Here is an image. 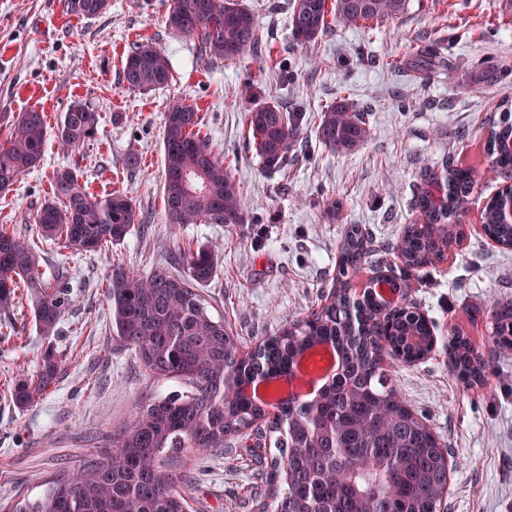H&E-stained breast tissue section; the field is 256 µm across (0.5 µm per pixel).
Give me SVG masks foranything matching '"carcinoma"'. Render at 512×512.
<instances>
[{
	"label": "carcinoma",
	"instance_id": "carcinoma-1",
	"mask_svg": "<svg viewBox=\"0 0 512 512\" xmlns=\"http://www.w3.org/2000/svg\"><path fill=\"white\" fill-rule=\"evenodd\" d=\"M66 14L92 19L103 14L109 0H64ZM407 0H288V24L294 41L309 44L328 26L327 17L345 26L401 16ZM168 26L195 42L201 57L231 60L262 47L264 35L242 0H171ZM436 51L422 48L415 69L428 77ZM171 64L150 40L135 43L123 66L129 90L167 84ZM249 142L263 167L280 172L288 167L302 139V113L278 103L256 105L245 112ZM100 114L75 103L57 122L58 142L76 148L96 138ZM485 151L496 170H512V107H502L489 122ZM368 112L346 99L321 112L317 137L337 154H349L367 140ZM47 121L31 109L16 117L0 142V192L11 190L19 177L38 169L44 157ZM162 189L165 210L174 224H241L246 202L231 168L214 151L212 138L201 136L199 116L191 103L180 102L164 115ZM84 171L63 167L53 172L51 196L36 211L42 243L67 251L66 258L96 254L118 244L141 223L136 204L115 192L97 198L82 184ZM425 189L413 200L422 216L391 243L376 248L370 229L350 224L344 232L336 273V292L328 304L268 337L244 354L208 312L199 288L215 274L216 259L204 246L179 254L183 276L157 272L143 277L122 264L108 274L112 340L135 350L152 374L173 380L186 391L155 395L135 405L131 417L94 457L54 482L35 499H22L11 512H188L180 479L164 472V457L187 451L223 448L243 431L275 436L281 459L271 464L266 498L271 512H441L448 493V450L405 405L381 365L392 350L393 360L412 364L423 358L422 343L433 337L432 323L408 300L406 277L443 261L462 235L456 219L466 211L473 190L471 170L452 157L424 167ZM447 189L435 207L426 187ZM487 235L512 241V223L503 221L497 196L482 213ZM391 249L401 257L404 273L389 288L398 305L389 309L381 296L365 289L348 295L347 280L369 257ZM41 247L0 225V311L15 304L16 289L27 288L39 333L53 336L73 299L60 271L45 277ZM421 344L412 345L408 337ZM494 351H512V300L492 306ZM330 345L342 370L311 399L279 401L268 423L261 420L264 403L239 391L251 380H276L293 373L306 350ZM456 376L479 381L485 367L465 336L445 347ZM61 361L53 347L41 355L32 374L16 379L10 391L19 408L33 405L57 381Z\"/></svg>",
	"mask_w": 512,
	"mask_h": 512
}]
</instances>
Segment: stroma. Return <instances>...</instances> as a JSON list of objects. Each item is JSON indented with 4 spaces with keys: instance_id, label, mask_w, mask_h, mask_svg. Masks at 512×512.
Wrapping results in <instances>:
<instances>
[{
    "instance_id": "1",
    "label": "stroma",
    "mask_w": 512,
    "mask_h": 512,
    "mask_svg": "<svg viewBox=\"0 0 512 512\" xmlns=\"http://www.w3.org/2000/svg\"><path fill=\"white\" fill-rule=\"evenodd\" d=\"M271 36L268 50L234 61L200 58L193 41L167 23L170 0H110L93 19L66 15L63 0H0V141L19 113L45 112L53 129L76 102L100 113L96 139L65 150L47 136L40 168L0 194V224L37 238L34 215L50 192L53 170H84L91 194L121 192L148 222L125 241L77 261L47 252L51 273L70 268L74 300L55 336H40L32 304L19 295L0 315V506L43 494L90 455L137 402L173 390L134 350L116 348L104 278L120 263L138 274H182L174 256L210 248L217 262L201 293L214 319L245 350L319 308L336 276L344 230L369 226L377 243L420 221L411 203L428 164L454 156L475 185L459 216L464 235L447 259L411 277L408 294L434 325L433 350L391 378L405 401L449 450L444 512H512V352L495 353L491 307L512 300V249L476 224L482 203L504 176L484 145L488 119L512 101V0H408L386 23L329 22L300 46L287 23L286 0H243ZM155 41L172 60L168 85L131 91L122 69L134 42ZM435 46V68L421 80L410 62ZM370 106V137L357 151L329 152L319 142L320 114L339 99ZM196 105L202 130L218 143L247 201L244 224L170 223L162 200V126L170 104ZM276 102L304 114L305 144L283 172L271 174L247 145L244 114ZM138 165L129 168L128 157ZM335 199V213L324 202ZM470 337L488 365L467 387L443 350ZM62 364L58 382L38 403L16 408L8 385L32 373L46 346ZM273 443L244 433L221 449L182 454L172 469L189 512H258Z\"/></svg>"
}]
</instances>
